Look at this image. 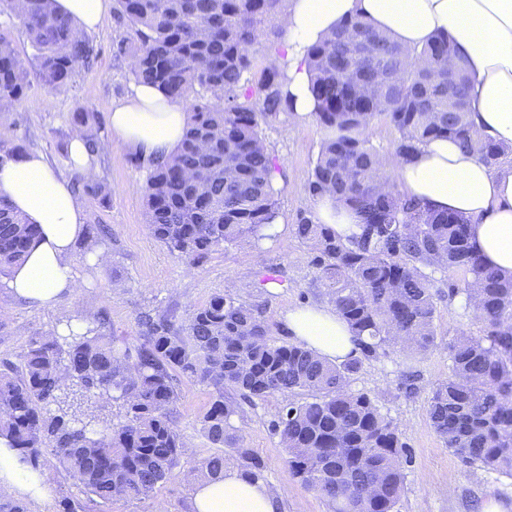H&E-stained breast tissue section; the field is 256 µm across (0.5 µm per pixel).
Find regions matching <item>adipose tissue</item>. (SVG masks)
<instances>
[{
  "mask_svg": "<svg viewBox=\"0 0 512 512\" xmlns=\"http://www.w3.org/2000/svg\"><path fill=\"white\" fill-rule=\"evenodd\" d=\"M111 2L54 0L61 15L87 32L100 27ZM358 15L411 49L447 34L467 61L471 122L485 138L512 146V0H288L278 18L288 37L281 66L297 120L315 111L307 48L330 39L343 21ZM187 121L183 103L140 83L125 102L113 106L111 136L101 148L127 146L147 158L167 157L179 147ZM397 174L407 197L471 220L472 244L483 262L512 276V163L491 168L452 139H433ZM0 197L38 228L25 261L11 269L9 286L16 298L45 307L75 292L78 283L70 265L76 246H83L93 264L107 265L106 252L87 237L81 202L43 155L25 152L1 161ZM282 322L291 336L325 360L340 363L360 355L350 328L331 305L291 308ZM48 485L46 476L21 462L0 437V494L41 501ZM280 509L278 491L233 465L215 479L191 484L190 512Z\"/></svg>",
  "mask_w": 512,
  "mask_h": 512,
  "instance_id": "obj_1",
  "label": "adipose tissue"
}]
</instances>
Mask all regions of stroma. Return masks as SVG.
<instances>
[{
  "mask_svg": "<svg viewBox=\"0 0 512 512\" xmlns=\"http://www.w3.org/2000/svg\"><path fill=\"white\" fill-rule=\"evenodd\" d=\"M129 34L128 27L118 24L114 14H107L102 26L90 34L99 49L90 68L81 70L72 83L56 92L31 85L9 111L0 112V125L9 126L13 132L12 146L42 153L57 173L71 178L75 167L67 149L70 117L75 109L88 110L95 116L91 133L102 139L109 136L112 106L125 99L133 85L126 62L113 56L112 44ZM264 135L282 170L275 233L259 241L249 239L217 249L195 262L171 253L153 237L144 217L146 168L137 163V151L122 148L97 155L98 181L106 191L82 195L81 201L87 225L106 224L112 229L111 239L101 243L110 261L98 268L88 263L83 251H76L71 268L79 287L51 307L15 299L8 275L0 274V371L19 367L20 356L32 338L50 335L67 320L85 314L102 315L106 332L133 339L139 334L140 312L161 315L173 308L184 320L212 295L224 291L262 304L273 338L288 342L289 336L281 327L288 309L329 301L312 264L313 249L294 234L300 216L317 210L306 184L322 132L310 118L266 126ZM464 279L459 269L434 274V348L412 360L405 359L399 348H389L386 356L364 362L351 382L353 391L368 393L377 400L405 445V488L398 512H484L491 502L499 504L501 512H512V478L464 464L446 447L429 419L431 389L447 379L450 371L449 341L460 332L478 331L471 312L448 294L450 285ZM409 371L417 376L411 390L406 389L403 379ZM178 391L176 420L188 450L173 476L151 496L102 501L85 493L47 453L40 469L49 477L51 495L28 504V512H61L66 497L79 503V512H189L190 472L212 452L200 434V421L212 390L183 377ZM282 406L278 395L253 404L241 403L233 423L245 446L264 461L266 480L282 494L283 512H334L326 499L288 474L286 452L271 430Z\"/></svg>",
  "mask_w": 512,
  "mask_h": 512,
  "instance_id": "stroma-1",
  "label": "stroma"
}]
</instances>
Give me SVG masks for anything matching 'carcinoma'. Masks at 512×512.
<instances>
[{"mask_svg": "<svg viewBox=\"0 0 512 512\" xmlns=\"http://www.w3.org/2000/svg\"><path fill=\"white\" fill-rule=\"evenodd\" d=\"M286 0H116L132 34L113 45L132 59L129 74L185 104L189 121L177 151L147 160L145 220L170 251L199 260L217 248L268 237L278 215L263 126L292 112L286 74L275 64L253 81L255 45L265 40L285 57L275 24ZM3 24L20 25L35 49L32 68L0 33V112L19 102L31 79L50 92L71 83L75 61L97 56L90 37L55 9L53 0H0ZM358 37L369 57L352 53ZM428 60L410 68L406 58ZM314 117L323 137L306 191L330 190L360 223L340 230L303 215L295 236L313 244V265L336 313L357 336L361 357L326 361L271 336L265 309L228 292L213 295L189 318H138L130 342L66 323V334L29 342L19 375L0 372V437L32 467L49 450L75 483L101 500L141 499L174 474L187 442L175 422L177 380L213 389L200 433L214 448L233 449L244 474L264 477L265 464L245 447L233 417L234 392L253 403L281 395L272 428L286 449L288 473L335 504V512H397L404 490V444L374 398L349 388L363 363L389 344L411 354L435 345L433 272L462 268L470 279L449 296L480 299L479 334L448 345V379L431 393L429 418L448 449L469 465L512 475V277L487 268L470 243L472 223L409 199L397 175L377 165L369 128L384 118L398 134L395 167L418 146L453 138L496 167L512 146L493 143L472 126L466 61L440 35L410 50L367 19L345 21L336 38L311 46L306 58ZM207 175L204 195L183 180ZM36 227L0 199V273L21 262ZM122 404L124 420L99 423L96 399ZM53 403L58 413L49 414ZM224 453L205 457L197 477L224 472Z\"/></svg>", "mask_w": 512, "mask_h": 512, "instance_id": "carcinoma-1", "label": "carcinoma"}]
</instances>
